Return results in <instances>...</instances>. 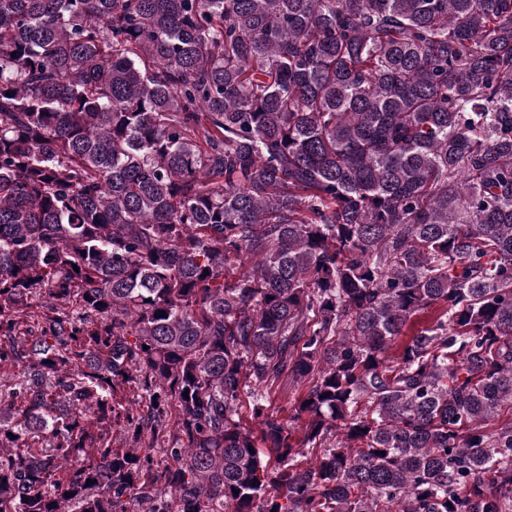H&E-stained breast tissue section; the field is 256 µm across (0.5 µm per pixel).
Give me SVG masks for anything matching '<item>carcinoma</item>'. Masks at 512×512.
I'll return each instance as SVG.
<instances>
[{
    "mask_svg": "<svg viewBox=\"0 0 512 512\" xmlns=\"http://www.w3.org/2000/svg\"><path fill=\"white\" fill-rule=\"evenodd\" d=\"M5 367L0 512H512V0H0Z\"/></svg>",
    "mask_w": 512,
    "mask_h": 512,
    "instance_id": "obj_1",
    "label": "carcinoma"
}]
</instances>
